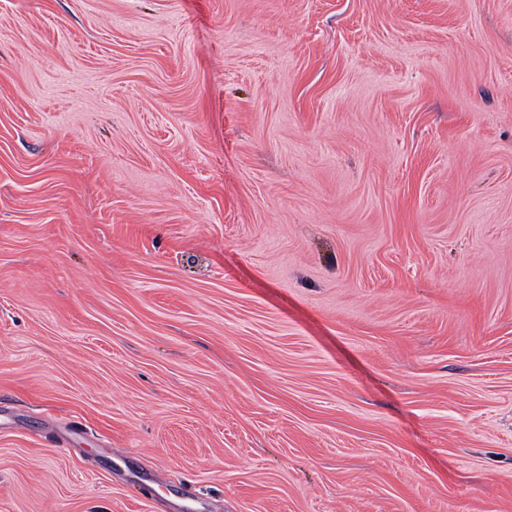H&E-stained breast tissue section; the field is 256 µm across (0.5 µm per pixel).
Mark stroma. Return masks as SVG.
<instances>
[{
  "instance_id": "obj_1",
  "label": "stroma",
  "mask_w": 512,
  "mask_h": 512,
  "mask_svg": "<svg viewBox=\"0 0 512 512\" xmlns=\"http://www.w3.org/2000/svg\"><path fill=\"white\" fill-rule=\"evenodd\" d=\"M512 512V0H0V512Z\"/></svg>"
}]
</instances>
